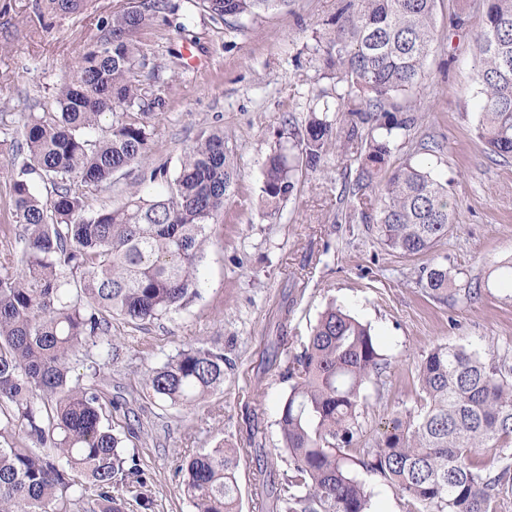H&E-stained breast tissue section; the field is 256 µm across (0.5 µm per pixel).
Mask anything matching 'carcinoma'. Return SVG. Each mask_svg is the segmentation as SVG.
<instances>
[{"label": "carcinoma", "mask_w": 512, "mask_h": 512, "mask_svg": "<svg viewBox=\"0 0 512 512\" xmlns=\"http://www.w3.org/2000/svg\"><path fill=\"white\" fill-rule=\"evenodd\" d=\"M288 0H198L216 22L258 17ZM90 0H42L66 17ZM436 0H344L336 35L323 53L336 95L314 98L304 131L271 151L263 172L265 204L294 194L299 171L333 151L359 156L349 194L360 219L404 257L432 251L455 211L448 184L408 161H388L411 118L394 99L416 89L435 47ZM168 0H139L101 20L95 45L59 84L52 109L26 113L17 130L23 173L36 172L50 196L13 180L12 223L0 237L22 244L0 261V512H126L133 481L147 485L128 442L131 429L109 422L128 400L108 397L104 368L112 319L140 329L189 307L200 295V266L236 175L221 129L198 136L161 189H137L120 206L89 208L94 192L125 169L150 165L153 113L145 109L148 67L139 34ZM477 137L512 158V0H486L476 38ZM341 116L333 127L328 113ZM429 297L448 302V267L430 263ZM76 362L88 373L73 375ZM224 349L180 348L145 368L142 396L161 408L195 410L224 384ZM386 366L370 326L328 306L303 350L282 375L288 394L276 425L281 447L263 468L285 464L271 486V512H371L356 470L395 487L407 512H497L512 495V359L462 345L437 344L415 365L416 405L394 414L377 445L352 453L364 389ZM239 458L219 442L181 465L180 490L193 512H240Z\"/></svg>", "instance_id": "obj_1"}]
</instances>
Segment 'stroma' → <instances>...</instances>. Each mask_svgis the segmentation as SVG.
<instances>
[{"label": "stroma", "mask_w": 512, "mask_h": 512, "mask_svg": "<svg viewBox=\"0 0 512 512\" xmlns=\"http://www.w3.org/2000/svg\"><path fill=\"white\" fill-rule=\"evenodd\" d=\"M129 3L93 0L86 12L53 19L39 0H0V220L23 162L14 141L24 114L32 104L51 105L54 87L96 42L100 20ZM170 5L139 36L165 79V103L154 110L153 163L176 174L198 134L220 128L235 149L238 177L205 250L199 298L138 332L113 320L120 356L106 368L108 394L126 396L138 388L142 365H158L179 347L218 343L231 362L223 388L189 414L140 401L133 451L149 474L156 512H192L178 488L182 457L220 440L234 444L242 450V512H258L262 486L273 481L258 460L281 445L275 420L288 384L280 373L328 305L370 325L387 362L365 389L362 448L376 445L386 418L413 406L415 364L434 345H463L485 356L512 346V283L497 270L512 258V159L485 150L475 136L471 62L486 6L435 5L437 41L413 93L421 106L391 160H410L446 180L456 224L430 256L406 258L380 244L372 225L348 218L345 187L357 175L355 155L332 153L321 168L304 171L278 209L262 198L279 132L304 129L313 97L336 89L312 47L333 36L342 0H288L229 24L213 21L194 0ZM461 8L467 25L449 35L448 17ZM149 176L136 167L116 174L110 188L90 196V207L121 204ZM432 260L455 275L449 302L434 301L420 282ZM476 281L485 284L481 296L465 299Z\"/></svg>", "instance_id": "35a3bbf8"}]
</instances>
